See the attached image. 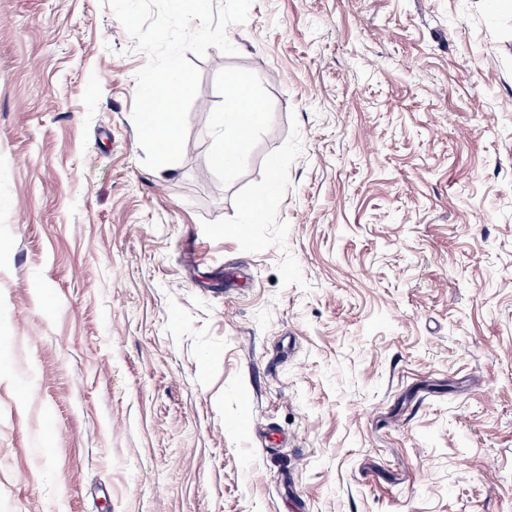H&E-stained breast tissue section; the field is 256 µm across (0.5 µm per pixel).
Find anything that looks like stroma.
Instances as JSON below:
<instances>
[{"instance_id":"1","label":"stroma","mask_w":512,"mask_h":512,"mask_svg":"<svg viewBox=\"0 0 512 512\" xmlns=\"http://www.w3.org/2000/svg\"><path fill=\"white\" fill-rule=\"evenodd\" d=\"M227 37L152 170L110 6L0 0V512H512V7ZM254 102L248 85L235 82L224 106L220 132L221 149L214 159L215 164L224 168V171L230 170L239 160L242 146L256 124L244 112L247 106L258 110Z\"/></svg>"}]
</instances>
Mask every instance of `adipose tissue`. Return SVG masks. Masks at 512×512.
I'll return each mask as SVG.
<instances>
[{
    "label": "adipose tissue",
    "instance_id": "obj_1",
    "mask_svg": "<svg viewBox=\"0 0 512 512\" xmlns=\"http://www.w3.org/2000/svg\"><path fill=\"white\" fill-rule=\"evenodd\" d=\"M254 100L246 83H235L224 106L221 122V149L214 162L224 169H231L239 160L241 149L254 127L253 120L247 115V106Z\"/></svg>",
    "mask_w": 512,
    "mask_h": 512
}]
</instances>
